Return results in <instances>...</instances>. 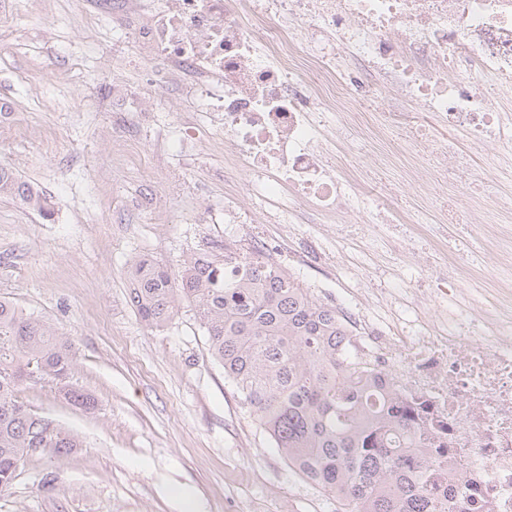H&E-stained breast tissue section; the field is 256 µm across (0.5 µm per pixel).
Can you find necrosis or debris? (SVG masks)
I'll return each instance as SVG.
<instances>
[{
	"label": "necrosis or debris",
	"mask_w": 512,
	"mask_h": 512,
	"mask_svg": "<svg viewBox=\"0 0 512 512\" xmlns=\"http://www.w3.org/2000/svg\"><path fill=\"white\" fill-rule=\"evenodd\" d=\"M73 15H102L149 67L147 84L202 100L206 122L187 127L177 151L223 140L227 178L243 197L225 200L224 221L248 237L284 224L288 241L237 252L228 272L282 261L334 267L303 225L368 224L393 253L420 241L425 285L412 289L403 335L375 322L370 297L391 293L380 277L336 302L352 351L448 426V512H512V201L489 205L490 185L463 164L471 154L512 162V0H68ZM386 99L384 111L372 102ZM411 102L430 115L419 122ZM464 131L465 146L434 130ZM374 163L356 191L340 152ZM401 167L436 219L424 238L399 191L378 174ZM468 186L467 199L456 191ZM485 220L468 225L473 212ZM496 254L489 288L469 284L486 249Z\"/></svg>",
	"instance_id": "obj_1"
}]
</instances>
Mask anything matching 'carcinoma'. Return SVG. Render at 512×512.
Segmentation results:
<instances>
[{
  "label": "carcinoma",
  "mask_w": 512,
  "mask_h": 512,
  "mask_svg": "<svg viewBox=\"0 0 512 512\" xmlns=\"http://www.w3.org/2000/svg\"><path fill=\"white\" fill-rule=\"evenodd\" d=\"M38 213L49 201L0 167V196ZM130 298L142 322L160 327L181 302L194 307L211 355L224 367L242 405L279 448L288 467L336 497L338 512H448L432 496L441 478L416 399L349 350L336 311L314 301L287 274L256 266L224 274L203 255L180 268L149 258L130 268ZM72 340L0 298V491L33 448L69 452L80 436L32 410L23 384L51 383L92 411L96 398L69 383Z\"/></svg>",
  "instance_id": "cac0c4a2"
}]
</instances>
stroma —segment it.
I'll list each match as a JSON object with an SVG mask.
<instances>
[{"label":"stroma","mask_w":512,"mask_h":512,"mask_svg":"<svg viewBox=\"0 0 512 512\" xmlns=\"http://www.w3.org/2000/svg\"><path fill=\"white\" fill-rule=\"evenodd\" d=\"M120 39L103 21L89 45L64 0H32L0 12V166L43 193L50 216L0 197V296L70 336L74 386L99 401L88 413L55 387L28 383L23 400L76 431L80 448L26 460L0 492V512H336L335 497L285 462L241 404L189 304L166 324L142 323L128 270L141 256L170 266L235 240L224 197V148L198 159L173 144L199 123L202 107L168 95L142 98L136 65L124 71L132 103L112 110L97 55ZM156 105L151 125L143 103ZM154 196L153 211L138 203ZM342 247L340 278L319 268L291 276L336 295L393 264L386 243L358 225Z\"/></svg>","instance_id":"1"}]
</instances>
